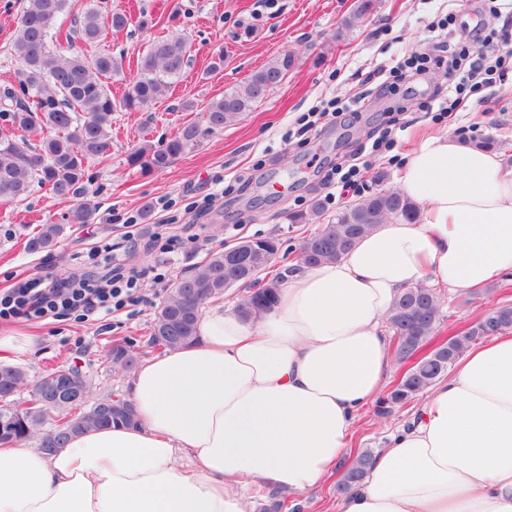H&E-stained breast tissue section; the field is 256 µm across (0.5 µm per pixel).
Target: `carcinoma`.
Segmentation results:
<instances>
[{"label":"carcinoma","mask_w":512,"mask_h":512,"mask_svg":"<svg viewBox=\"0 0 512 512\" xmlns=\"http://www.w3.org/2000/svg\"><path fill=\"white\" fill-rule=\"evenodd\" d=\"M101 0H24L16 25L13 49L22 62L14 71L13 85L0 92V203L26 199L34 186L48 190L74 207L70 222L89 224L95 212L82 201L88 182L89 161H106L112 147V115L142 112L164 97L188 63L190 46L181 37H159L136 58V76L125 92L112 96V77L123 72V59L110 52L91 53L108 28L121 30L130 25L146 28L153 20L134 17L126 11L102 16ZM377 0H356L351 17L341 31L376 12ZM295 65L287 52L268 61L243 84L224 91L209 103L202 120L183 125L160 149L141 146L128 155V162L146 173L169 167L186 151L224 129L252 105L283 84ZM42 135L39 145L30 136ZM417 205L396 189H380L358 203L338 212L331 223L302 246L299 262L315 264L335 261L364 234L389 219L413 222ZM64 224H40L27 238L32 253L50 251L64 236ZM245 265L224 266V252L217 251L190 273L178 279L168 297L157 307L150 327L149 344L170 350L188 344L196 336L201 307L219 299L232 288L256 287L238 307L246 318L258 317L273 305L280 281H259L279 250L275 237L254 238L246 245ZM192 294L196 301L187 303ZM439 320L436 292L422 283L403 289L395 302L389 324L394 332L396 357L405 364L387 397L394 405L404 404L429 388L440 374L429 358L435 351L449 352L453 365L464 349L483 339L480 324L439 343L435 329ZM105 361L114 368L130 370L136 362L125 339L108 341ZM62 368H52L28 382L27 371L17 365L0 363V442H20L38 437L40 448H62L68 433H84L114 422L136 423L130 400L119 393L90 402V383L82 377L84 399L69 405L49 400L45 387L53 384ZM29 388V397L17 402L14 396ZM373 461L362 452L342 476L339 489L350 490L363 479Z\"/></svg>","instance_id":"cac0c4a2"}]
</instances>
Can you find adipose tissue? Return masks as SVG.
Segmentation results:
<instances>
[{"label":"adipose tissue","mask_w":512,"mask_h":512,"mask_svg":"<svg viewBox=\"0 0 512 512\" xmlns=\"http://www.w3.org/2000/svg\"><path fill=\"white\" fill-rule=\"evenodd\" d=\"M398 189L416 222L299 266L259 317L203 311L193 342L140 364L137 425L72 435L52 454L1 443L0 512H254L270 492L321 484L385 385L401 290L512 275L511 163L436 130L406 154ZM336 512H512L511 331L457 358Z\"/></svg>","instance_id":"obj_1"}]
</instances>
